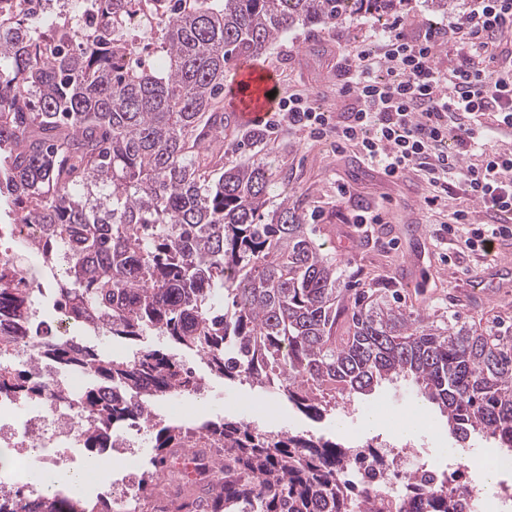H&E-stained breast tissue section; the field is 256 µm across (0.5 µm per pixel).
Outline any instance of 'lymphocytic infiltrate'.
Wrapping results in <instances>:
<instances>
[{"mask_svg":"<svg viewBox=\"0 0 512 512\" xmlns=\"http://www.w3.org/2000/svg\"><path fill=\"white\" fill-rule=\"evenodd\" d=\"M472 2L445 29L411 36L398 22L379 30V54L355 49L343 56L339 92L353 103L342 121L291 94L279 100L264 133L285 124L310 137L335 136L392 180L423 172L428 210L460 193L501 217L512 214V151L481 123L490 113L498 128L512 130V52L502 50L512 39V0ZM462 229L465 246L485 254L496 239L512 237L511 225L475 226L467 210H453L448 234Z\"/></svg>","mask_w":512,"mask_h":512,"instance_id":"1","label":"lymphocytic infiltrate"}]
</instances>
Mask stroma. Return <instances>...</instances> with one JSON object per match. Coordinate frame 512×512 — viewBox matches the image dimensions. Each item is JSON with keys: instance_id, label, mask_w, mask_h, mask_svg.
I'll return each mask as SVG.
<instances>
[{"instance_id": "stroma-1", "label": "stroma", "mask_w": 512, "mask_h": 512, "mask_svg": "<svg viewBox=\"0 0 512 512\" xmlns=\"http://www.w3.org/2000/svg\"><path fill=\"white\" fill-rule=\"evenodd\" d=\"M395 18L388 14L348 19L333 29L296 26L251 62H231L224 82L232 84L240 68L248 65L273 78L277 96L303 94L313 107L329 111L331 120H341L351 100L339 93L337 59L356 45L376 51L373 30L388 27ZM232 106L230 95L222 94L225 159L269 169L275 193L287 194L289 206L305 214L311 236L335 260L345 305H353L363 294L440 326L454 319L483 334L512 336V277L492 283L494 298L470 301L472 276L487 267L484 257L463 244L437 241L436 231L450 210L466 209L479 224L490 221L482 204L462 197L449 200L447 207L425 210L422 199L428 184L422 173L387 180L363 162L354 147L340 149L335 139L313 140L285 128L265 136L259 126L239 122ZM341 185L346 195H338ZM368 206L381 208L386 221L366 233L356 224L355 214ZM143 345L182 359L209 387L208 394L182 396L176 411L169 399L154 400L152 412L159 420L194 427L228 418L266 431L291 430L340 441L346 434H357L371 443L399 434L437 461L467 452L483 469L499 454L493 439L483 434L472 435L469 450H462L448 430L446 416L434 406H423L407 380L381 383L369 396L355 399L354 416L342 419L333 411L317 420L298 412L277 392L247 382H224L199 356L160 338L147 337Z\"/></svg>"}]
</instances>
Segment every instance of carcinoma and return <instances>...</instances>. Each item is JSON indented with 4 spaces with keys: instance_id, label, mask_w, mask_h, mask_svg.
<instances>
[{
    "instance_id": "1",
    "label": "carcinoma",
    "mask_w": 512,
    "mask_h": 512,
    "mask_svg": "<svg viewBox=\"0 0 512 512\" xmlns=\"http://www.w3.org/2000/svg\"><path fill=\"white\" fill-rule=\"evenodd\" d=\"M151 14L163 60L139 62L129 33L141 6ZM405 0H82L75 25L22 15L0 0V198L22 224H39L41 270L52 276L67 251L55 300L96 336H147L202 357L230 382L275 389L315 418L392 377L412 379L422 400L448 415L459 440L475 433L512 448V342L434 326L382 301L355 307L346 335L341 275L283 200L267 213L271 174L224 165L218 95L224 66L254 57L295 25L333 28L384 14ZM0 268V355L28 339L38 357L90 381L77 396L93 425L84 448L110 445L112 429L143 422L152 435L150 482L168 456L222 444L212 485L182 487L173 512H372L340 475V442L292 431L261 432L246 421L190 428L153 419L149 403L196 389L184 364L156 349L133 358L32 329L42 289L13 284ZM0 391L37 400L51 392L0 364ZM436 487L393 499L384 512H453ZM0 512H111L77 493L34 497L19 488Z\"/></svg>"
}]
</instances>
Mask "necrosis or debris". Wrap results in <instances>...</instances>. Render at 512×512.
<instances>
[{
    "label": "necrosis or debris",
    "instance_id": "4bbe7bcc",
    "mask_svg": "<svg viewBox=\"0 0 512 512\" xmlns=\"http://www.w3.org/2000/svg\"><path fill=\"white\" fill-rule=\"evenodd\" d=\"M7 362L25 366L30 380L52 386L55 394L25 401L0 393V447L13 449L17 468L25 472L37 469L50 475L77 468L90 426L76 400L82 380L55 373L51 366L38 362L31 347L22 342L11 348ZM344 445L353 453V463L345 477L352 484L366 487L371 500L402 497L419 487L430 488L439 478L436 467L402 439L373 449L360 435L353 434ZM112 450L122 456L129 471L112 497L114 512H136L141 488L130 474L138 470L140 460L133 432H114ZM482 478V471L477 469L467 487H453L458 512H512V487L499 486L488 498L479 489Z\"/></svg>",
    "mask_w": 512,
    "mask_h": 512
}]
</instances>
